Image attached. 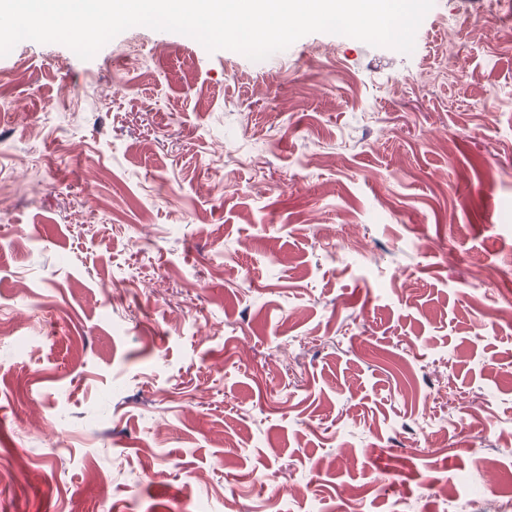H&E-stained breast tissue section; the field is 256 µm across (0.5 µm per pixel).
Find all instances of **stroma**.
Instances as JSON below:
<instances>
[{
  "label": "stroma",
  "mask_w": 512,
  "mask_h": 512,
  "mask_svg": "<svg viewBox=\"0 0 512 512\" xmlns=\"http://www.w3.org/2000/svg\"><path fill=\"white\" fill-rule=\"evenodd\" d=\"M479 11L434 0L408 55L0 57V512H498L512 11Z\"/></svg>",
  "instance_id": "35a3bbf8"
}]
</instances>
